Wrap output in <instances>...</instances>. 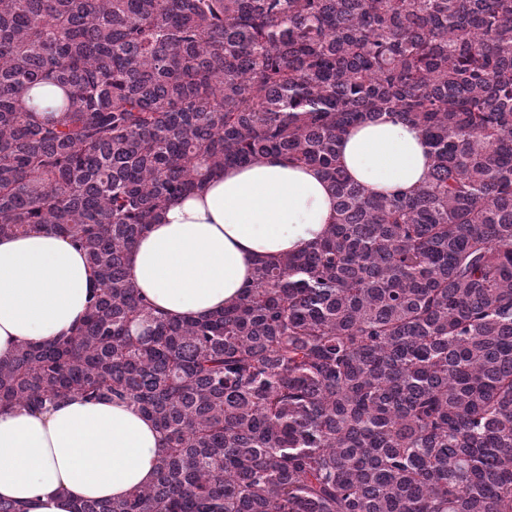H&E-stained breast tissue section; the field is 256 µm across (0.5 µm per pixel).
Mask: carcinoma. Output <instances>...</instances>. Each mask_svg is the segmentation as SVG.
Instances as JSON below:
<instances>
[{"instance_id":"cac0c4a2","label":"carcinoma","mask_w":512,"mask_h":512,"mask_svg":"<svg viewBox=\"0 0 512 512\" xmlns=\"http://www.w3.org/2000/svg\"><path fill=\"white\" fill-rule=\"evenodd\" d=\"M385 114L430 148L410 195L339 162ZM270 154L334 223L223 311L155 313L129 248ZM43 227L98 288L0 363V408L117 398L165 439L74 512H512V0H0V236Z\"/></svg>"}]
</instances>
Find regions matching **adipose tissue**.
<instances>
[{
  "label": "adipose tissue",
  "instance_id": "ef3b65f1",
  "mask_svg": "<svg viewBox=\"0 0 512 512\" xmlns=\"http://www.w3.org/2000/svg\"><path fill=\"white\" fill-rule=\"evenodd\" d=\"M340 161L372 195L409 193L429 172L414 127L384 117L343 138ZM336 214L321 173L279 156L229 166L173 202L128 254L141 295L173 319H199L241 297L256 265L306 250ZM97 286L84 254L45 229L0 236V361L54 340L85 315ZM164 450L155 421L120 401L74 393L43 412L0 408V498L26 512L119 502L149 485Z\"/></svg>",
  "mask_w": 512,
  "mask_h": 512
}]
</instances>
